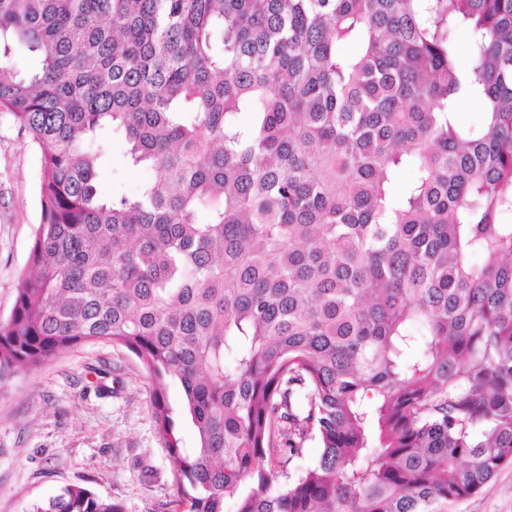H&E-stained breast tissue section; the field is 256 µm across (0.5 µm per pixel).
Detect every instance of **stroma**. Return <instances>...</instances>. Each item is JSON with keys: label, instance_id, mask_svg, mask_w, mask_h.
<instances>
[{"label": "stroma", "instance_id": "1", "mask_svg": "<svg viewBox=\"0 0 512 512\" xmlns=\"http://www.w3.org/2000/svg\"><path fill=\"white\" fill-rule=\"evenodd\" d=\"M100 138L103 197L134 195L155 179L152 169L126 164L123 134L106 128ZM39 176V149L0 114V321L11 313L41 221ZM152 393L133 355L98 343L0 380V512H28L69 484L112 498L122 512H182ZM448 512H512V463Z\"/></svg>", "mask_w": 512, "mask_h": 512}]
</instances>
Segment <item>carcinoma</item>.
<instances>
[{
	"label": "carcinoma",
	"mask_w": 512,
	"mask_h": 512,
	"mask_svg": "<svg viewBox=\"0 0 512 512\" xmlns=\"http://www.w3.org/2000/svg\"><path fill=\"white\" fill-rule=\"evenodd\" d=\"M0 43L41 152L0 380L127 349L186 512H447L512 461V0H0ZM100 138L107 146L97 176V183L103 197L134 195L143 184L155 179L156 173L152 169L130 167L126 164L124 153L127 146L122 133L107 127L100 132Z\"/></svg>",
	"instance_id": "cac0c4a2"
}]
</instances>
